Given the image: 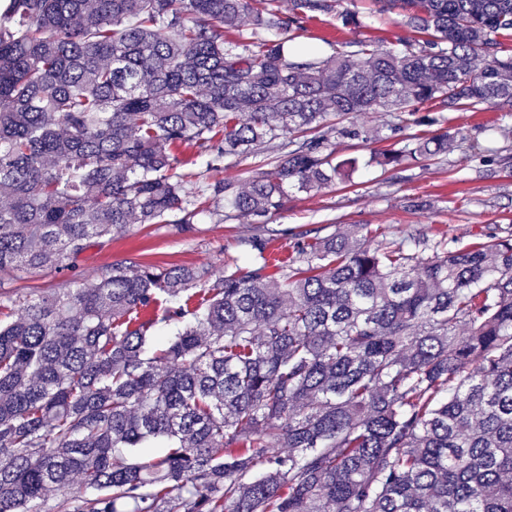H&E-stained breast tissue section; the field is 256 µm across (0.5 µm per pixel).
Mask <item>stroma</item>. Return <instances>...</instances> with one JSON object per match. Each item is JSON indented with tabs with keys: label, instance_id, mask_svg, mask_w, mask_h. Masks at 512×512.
<instances>
[{
	"label": "stroma",
	"instance_id": "1",
	"mask_svg": "<svg viewBox=\"0 0 512 512\" xmlns=\"http://www.w3.org/2000/svg\"><path fill=\"white\" fill-rule=\"evenodd\" d=\"M361 25L343 27L336 17L320 15L304 20L294 30L296 46L326 57L342 43L371 39L396 45L399 38L420 40L421 35L406 25L402 16L379 13L373 0H351ZM441 128L461 130L467 145L443 160H413L390 170L371 164V149L361 141L340 139L336 154L354 157L358 167L349 181L337 182L318 191L288 190L280 211L267 225L279 230L272 243L279 257L291 255L290 233L312 231L332 234L348 224H365L387 238L399 239L421 230L443 238L449 247L461 248L489 236H512V168L502 169L501 158H512V106L482 104L459 111L435 109ZM184 164L180 171L188 180L205 176L233 184L247 181L256 170L255 157H231L214 170L196 157L189 146L178 148ZM213 214L199 216L190 230L176 222L132 226L114 235L104 248L92 247L78 260L75 270L40 278V291L49 292L74 278L91 280L111 265L136 261L160 266L212 264L228 269L250 266L248 255L237 241L254 233L253 217L230 213L219 218L223 203L213 205Z\"/></svg>",
	"mask_w": 512,
	"mask_h": 512
}]
</instances>
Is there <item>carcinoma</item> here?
I'll use <instances>...</instances> for the list:
<instances>
[{
  "label": "carcinoma",
  "mask_w": 512,
  "mask_h": 512,
  "mask_svg": "<svg viewBox=\"0 0 512 512\" xmlns=\"http://www.w3.org/2000/svg\"><path fill=\"white\" fill-rule=\"evenodd\" d=\"M431 38L311 58L338 0H10L0 14V512H512V240L450 250L364 224L240 239L245 270L112 266L37 297L17 284L210 199L262 219L345 180L336 140L381 166L448 152L420 106L512 105V0H375ZM248 21L236 41L225 33ZM382 111L374 131L342 123ZM259 156L239 186L190 194ZM178 332L148 348L157 322ZM151 443L156 455L137 453ZM289 452L283 453L281 449ZM62 493L46 505V493ZM196 149L189 146H181L175 153L179 158L187 160V163L178 169V172L185 174L187 180L191 181V186L198 179V175L205 174V181L208 179L213 181L223 180L233 184H240L247 181L258 168L257 161L259 158L250 157H231L221 163L220 168L203 172L206 169L207 158H196ZM190 161H193L190 163Z\"/></svg>",
  "instance_id": "carcinoma-1"
}]
</instances>
